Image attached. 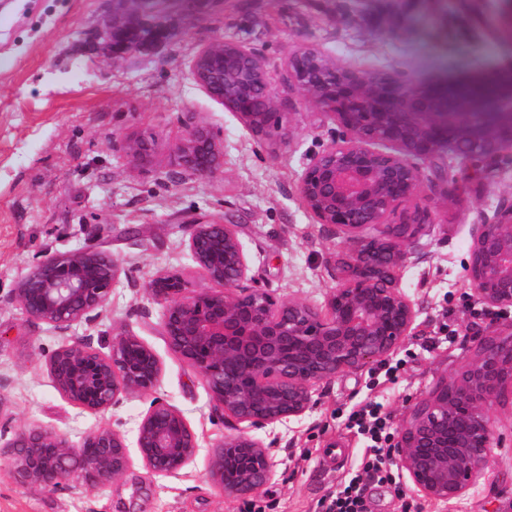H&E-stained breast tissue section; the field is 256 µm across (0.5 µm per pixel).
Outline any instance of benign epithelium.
Segmentation results:
<instances>
[{
  "label": "benign epithelium",
  "instance_id": "1",
  "mask_svg": "<svg viewBox=\"0 0 512 512\" xmlns=\"http://www.w3.org/2000/svg\"><path fill=\"white\" fill-rule=\"evenodd\" d=\"M162 11L148 0H113L99 32L103 55L114 63L137 49L131 32ZM306 104L332 116L345 137L313 157L298 193L318 224L342 239L341 277L325 309L284 300L257 286L232 224L200 216L183 224L184 245L213 288L190 291L185 279L160 272L145 294L162 306L171 349L201 377L217 416L234 433L213 447L207 478L227 499L248 500L272 483L271 446L250 429L299 419L315 405L316 387L388 359L410 335L414 303L399 272L434 211L412 205L423 190L422 170L456 147L493 157L512 151V72L486 97L476 83L403 80L346 68L312 49L288 56ZM192 75L214 101L235 112L255 138L285 140L286 127L264 59L245 45L214 39L197 52ZM381 143L388 150L374 145ZM127 159H143L148 144L129 140ZM172 173L216 177L224 148L209 126L194 122L173 151ZM119 263L102 251L79 249L35 261L11 294L24 315L60 333L107 310L119 282ZM473 295L488 309L512 307V204L491 223L475 225L468 264ZM109 351L83 341L46 358L56 389L95 413L121 398L156 390L162 365L130 330L112 334ZM512 400V321L485 336L468 360L440 376L406 406L392 438V455L413 490L450 507L467 495L495 459L493 413ZM200 439L184 415L155 398L133 441L108 426L90 430L80 445L41 425L24 426L0 443L14 481L44 492L76 484L95 492L120 479L137 454L155 474L176 475L197 456Z\"/></svg>",
  "mask_w": 512,
  "mask_h": 512
}]
</instances>
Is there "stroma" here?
<instances>
[{"mask_svg":"<svg viewBox=\"0 0 512 512\" xmlns=\"http://www.w3.org/2000/svg\"><path fill=\"white\" fill-rule=\"evenodd\" d=\"M394 9L402 18L387 28L371 0H220L200 16L164 14L169 39L112 64L96 37L112 0H0V434L42 424L77 442L107 425L130 437L156 396L180 410L201 440L195 461L178 475L151 474L136 459L123 477L93 493L18 486L0 458V512H248L253 503L263 512H322L324 496L341 488L364 454L363 440L346 426L349 414L375 398L399 418L437 377L464 363L481 337L512 319L480 303L468 279L473 225L512 203V153L484 161L476 178L469 162L447 156L439 169H426L425 179L447 174L448 205L400 274L418 317L393 356L397 372L386 375L378 364L341 376L317 387L316 404L302 418L255 429L278 466L254 502L224 498L209 482L212 446L233 428L214 416L203 381L169 347L162 308L144 287L161 271L180 274L191 289L207 287L182 224L208 215L234 225L260 286L323 306L336 285L341 240L315 222L297 184L342 130L306 105L288 55L313 47L344 65L410 79H466L512 68V36L479 27L454 0L444 7L396 0ZM218 38L263 56L290 129L285 142H259L193 82L194 56ZM192 117L222 143L223 175L172 174V149ZM128 139L149 144L139 163L124 157ZM77 249L109 253L122 274L103 315L63 334L29 320L11 291L36 260ZM124 329L162 363L155 394L124 397L102 414L69 403L47 371V354L77 338L97 348ZM495 424L494 463L455 508L415 495L399 478L370 484L367 512H512V407H499Z\"/></svg>","mask_w":512,"mask_h":512,"instance_id":"obj_1","label":"stroma"}]
</instances>
